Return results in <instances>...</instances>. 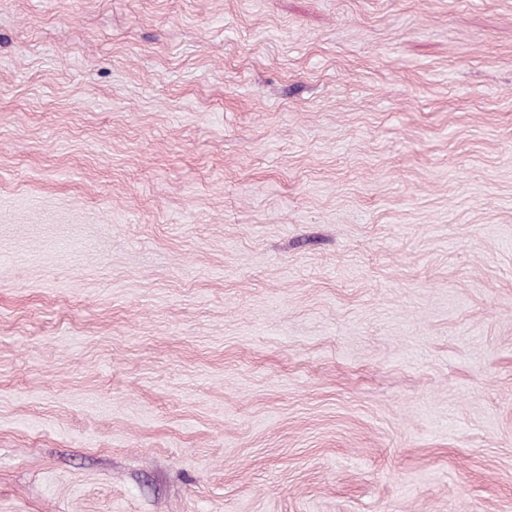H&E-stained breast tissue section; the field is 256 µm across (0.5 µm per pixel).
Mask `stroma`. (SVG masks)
Listing matches in <instances>:
<instances>
[{
    "mask_svg": "<svg viewBox=\"0 0 512 512\" xmlns=\"http://www.w3.org/2000/svg\"><path fill=\"white\" fill-rule=\"evenodd\" d=\"M0 512H512V0H0Z\"/></svg>",
    "mask_w": 512,
    "mask_h": 512,
    "instance_id": "1",
    "label": "stroma"
}]
</instances>
